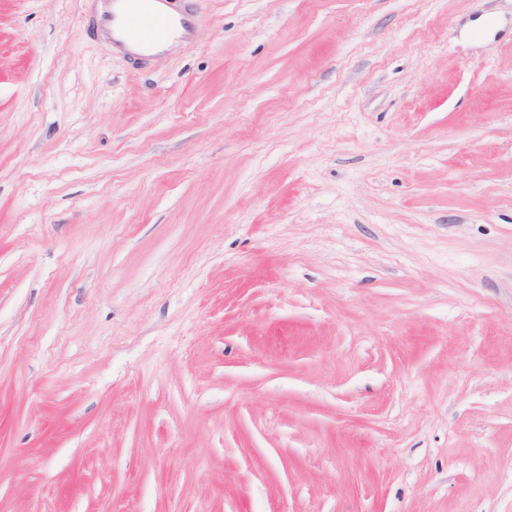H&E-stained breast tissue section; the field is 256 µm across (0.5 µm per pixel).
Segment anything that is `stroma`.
<instances>
[{"instance_id": "35a3bbf8", "label": "stroma", "mask_w": 512, "mask_h": 512, "mask_svg": "<svg viewBox=\"0 0 512 512\" xmlns=\"http://www.w3.org/2000/svg\"><path fill=\"white\" fill-rule=\"evenodd\" d=\"M195 8L0 0V512H512V0ZM103 5L92 15L93 25L107 35L112 47L138 61L188 42L196 15L180 7L188 0H97Z\"/></svg>"}]
</instances>
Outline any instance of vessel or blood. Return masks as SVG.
I'll list each match as a JSON object with an SVG mask.
<instances>
[{
  "mask_svg": "<svg viewBox=\"0 0 512 512\" xmlns=\"http://www.w3.org/2000/svg\"><path fill=\"white\" fill-rule=\"evenodd\" d=\"M102 10L92 22L114 48L138 61L188 42L196 15L181 0H100Z\"/></svg>",
  "mask_w": 512,
  "mask_h": 512,
  "instance_id": "1",
  "label": "vessel or blood"
}]
</instances>
